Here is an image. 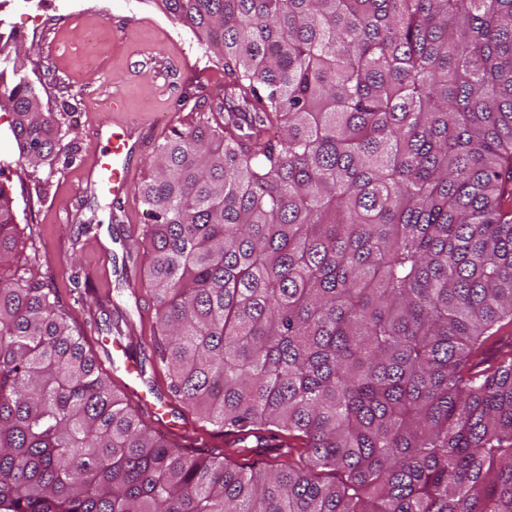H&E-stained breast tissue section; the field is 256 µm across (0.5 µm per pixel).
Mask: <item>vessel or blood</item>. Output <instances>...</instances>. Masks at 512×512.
I'll use <instances>...</instances> for the list:
<instances>
[{
	"instance_id": "1",
	"label": "vessel or blood",
	"mask_w": 512,
	"mask_h": 512,
	"mask_svg": "<svg viewBox=\"0 0 512 512\" xmlns=\"http://www.w3.org/2000/svg\"><path fill=\"white\" fill-rule=\"evenodd\" d=\"M108 151L95 154L89 169L88 183L108 191L114 199L128 195V164L137 148L154 140L152 129L128 124H109L104 132Z\"/></svg>"
}]
</instances>
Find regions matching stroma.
Returning <instances> with one entry per match:
<instances>
[{
    "instance_id": "35a3bbf8",
    "label": "stroma",
    "mask_w": 512,
    "mask_h": 512,
    "mask_svg": "<svg viewBox=\"0 0 512 512\" xmlns=\"http://www.w3.org/2000/svg\"><path fill=\"white\" fill-rule=\"evenodd\" d=\"M0 31L16 35L44 111L65 115L56 158L32 170L19 165L12 116L0 111V183L13 199L19 264L58 290L120 396L132 404L140 389L161 396L166 419L145 415L150 428L173 443L190 434L201 452H224L227 436L169 392L153 357L156 310L142 266L124 263L147 222L137 193H130L116 224L111 195L83 182L92 153L105 145L101 123L147 124L162 141L205 116L223 122L208 110L222 90V65L201 35L167 18L158 0H0ZM82 222L95 224L94 235L78 236ZM78 263L94 293L111 300L113 313L130 316L133 333L93 327V313L72 290Z\"/></svg>"
}]
</instances>
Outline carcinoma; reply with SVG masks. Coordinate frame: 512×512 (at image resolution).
<instances>
[{
	"mask_svg": "<svg viewBox=\"0 0 512 512\" xmlns=\"http://www.w3.org/2000/svg\"><path fill=\"white\" fill-rule=\"evenodd\" d=\"M160 2L224 124L158 147L130 259L171 391L237 448L146 428L11 267L0 184V512H512V0ZM0 68L37 168L59 118Z\"/></svg>",
	"mask_w": 512,
	"mask_h": 512,
	"instance_id": "obj_1",
	"label": "carcinoma"
}]
</instances>
